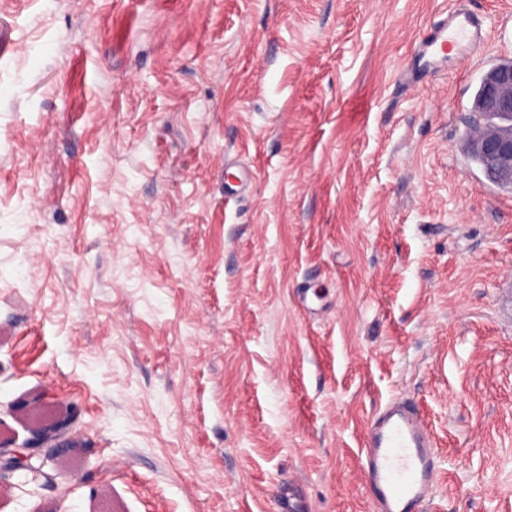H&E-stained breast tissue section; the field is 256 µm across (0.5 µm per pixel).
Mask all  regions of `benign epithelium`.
I'll list each match as a JSON object with an SVG mask.
<instances>
[{
	"label": "benign epithelium",
	"mask_w": 512,
	"mask_h": 512,
	"mask_svg": "<svg viewBox=\"0 0 512 512\" xmlns=\"http://www.w3.org/2000/svg\"><path fill=\"white\" fill-rule=\"evenodd\" d=\"M476 108L491 118L467 138V149L480 161L481 171L490 183L512 188V65L487 71ZM76 409L69 406L49 422L28 426L29 437L22 443L0 437V479L28 471L33 477H48L45 462L69 460L81 452L68 437ZM42 463L34 465L33 460Z\"/></svg>",
	"instance_id": "1"
}]
</instances>
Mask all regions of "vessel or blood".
Listing matches in <instances>:
<instances>
[{
	"instance_id": "vessel-or-blood-1",
	"label": "vessel or blood",
	"mask_w": 512,
	"mask_h": 512,
	"mask_svg": "<svg viewBox=\"0 0 512 512\" xmlns=\"http://www.w3.org/2000/svg\"><path fill=\"white\" fill-rule=\"evenodd\" d=\"M483 19L456 6L420 36L417 66L404 68L407 80L432 71L456 49L480 43ZM361 472L373 512H427L438 487L439 458L424 418L396 396L368 420L360 450Z\"/></svg>"
}]
</instances>
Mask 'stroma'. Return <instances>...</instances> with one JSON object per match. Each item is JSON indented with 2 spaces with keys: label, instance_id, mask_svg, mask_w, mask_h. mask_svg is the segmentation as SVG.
<instances>
[{
  "label": "stroma",
  "instance_id": "obj_1",
  "mask_svg": "<svg viewBox=\"0 0 512 512\" xmlns=\"http://www.w3.org/2000/svg\"><path fill=\"white\" fill-rule=\"evenodd\" d=\"M460 2L484 46L404 82ZM509 59L512 0H0V429L41 393L91 448L0 512H372L395 396L438 512H512V189L465 148Z\"/></svg>",
  "mask_w": 512,
  "mask_h": 512
}]
</instances>
